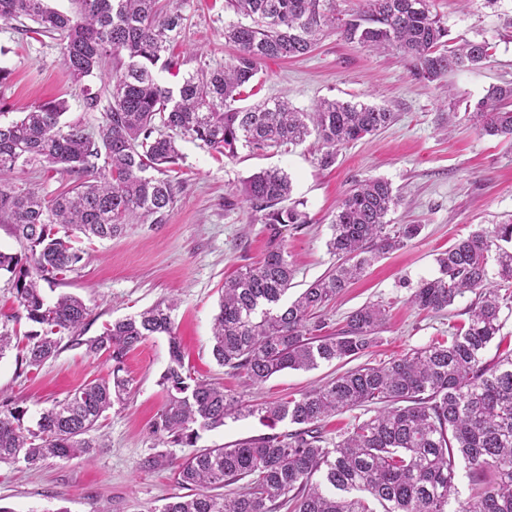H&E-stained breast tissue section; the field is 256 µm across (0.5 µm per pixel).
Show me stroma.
Instances as JSON below:
<instances>
[{"label":"stroma","mask_w":512,"mask_h":512,"mask_svg":"<svg viewBox=\"0 0 512 512\" xmlns=\"http://www.w3.org/2000/svg\"><path fill=\"white\" fill-rule=\"evenodd\" d=\"M178 3L186 28L175 51L186 57V71L223 64L232 54L224 42V24L234 18L224 0ZM433 10L446 22L453 43H491L484 65L450 74L443 90L415 80L397 54L370 52L334 33L307 57L264 60L257 100L285 99L304 112L327 97L363 101L388 106L396 119L341 148L335 164L326 169L317 163L319 145L312 138L265 152L243 148L234 159L200 141L180 140L181 159L169 173L177 198L167 223L151 230L136 225L119 238L82 242L85 254L79 267L45 285V297L69 293L85 301L91 309L81 330L85 339L99 335L106 324L177 298L175 331L185 362L197 376L253 402L300 395L346 371V363L286 370L261 387L248 388L226 375L211 353V327L225 277L260 261L267 242L262 215L241 189L262 169L278 168L290 176V199L301 203L310 218L287 237L299 291L334 263L326 242L338 202L357 181L378 177L401 197L390 215L392 223L418 224L422 230L346 288L325 312L327 328L341 329L347 316L365 304H383L387 320L366 356L370 362L450 336L467 323L474 294L457 298L437 315L418 310L409 296L420 280L437 276L438 253L474 230L512 220V144L478 135L467 119L470 105L491 85L512 81V0L493 5L487 0H434ZM0 65L10 71L0 83L5 111L23 112L46 100L64 99L70 105L66 120L80 119L94 129L100 125V113L83 110L57 36L26 33L17 22L0 21ZM168 361L164 335L148 337L130 351L125 359L132 380L129 397L124 406L107 411L93 432L94 438L105 439V447L90 460L51 459L37 468L0 464V507L5 512H155L165 498L179 493L171 469L143 466L148 456L164 450L179 459L192 450L163 448L151 432L165 401L158 381ZM111 369L107 355H88L67 333L58 354L36 369L22 365L16 352H7L0 358V410L23 407L25 426L35 427L53 400L107 377ZM267 432L257 418L229 419L223 427L202 432L194 448L229 446Z\"/></svg>","instance_id":"35a3bbf8"}]
</instances>
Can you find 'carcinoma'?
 Listing matches in <instances>:
<instances>
[{
  "mask_svg": "<svg viewBox=\"0 0 512 512\" xmlns=\"http://www.w3.org/2000/svg\"><path fill=\"white\" fill-rule=\"evenodd\" d=\"M68 14L48 0H0V20H29L63 42V62L77 83L97 74L108 84L84 86L86 112L102 110L99 133L81 120L65 122V100L34 106L0 122V222L13 225L25 242L26 262L0 251V273L8 275L18 311L0 320V358L15 348L29 367H40L59 351L57 335L77 331L90 308L61 294L47 301L40 282L51 283L78 267L83 251L72 244L112 239L130 221L167 222L176 199L165 177L180 158L177 139L190 137L227 158L238 150L299 145L315 136L317 163H336L340 148L395 121L385 106L322 99L310 112L285 100L249 107L236 103L255 91L265 59L308 55L326 34H338L370 51L395 50L416 79L442 82L474 69L492 46L466 41L452 47L448 26L433 13V0H362L350 15L336 14L334 0H224V10L247 19L224 24V42L235 54L224 65L181 73L184 61L169 54L185 17L162 0H72ZM181 77L175 87L156 72ZM469 121L481 135L512 141V83L494 85L474 104ZM51 168L76 179L50 198L11 176ZM292 192L281 169L249 177L243 194L263 213L264 258L224 279L212 328V355L228 374L261 386L285 370H310L352 361L373 347L385 309L367 304L351 312L336 334H322L319 313L358 279L372 262L407 246L419 224L390 227L399 203L383 178L358 181L336 208L328 251L336 264L291 303L282 298L295 269L286 236L309 223L306 212L285 207ZM512 222L481 229L458 240L437 258L440 276L421 282L410 296L420 310L441 313L466 293L475 295L468 324L443 341L383 361L346 370L297 397L250 403L215 383L194 377L175 336L173 299L112 323L85 340L91 354H108V378L90 382L44 410L37 429L23 426L25 410L0 414V462L35 466L49 459L91 457L105 444L90 437L98 420L129 393L124 357L149 336L169 337V363L160 379L166 402L152 433L164 445L191 447L201 430L228 418L254 417L273 427L289 420L298 429L203 448L179 461L166 454L144 466H171L189 495L166 498L158 512H512V348L488 360L485 353L503 327L500 290L512 286ZM495 252L496 277L488 261ZM25 317L39 326L14 342L9 322ZM369 404L374 415L355 418L327 436L322 422ZM469 469L471 494L448 510L458 490L457 461ZM235 486L211 495L212 486ZM381 506L377 511L370 501Z\"/></svg>",
  "mask_w": 512,
  "mask_h": 512,
  "instance_id": "obj_1",
  "label": "carcinoma"
}]
</instances>
